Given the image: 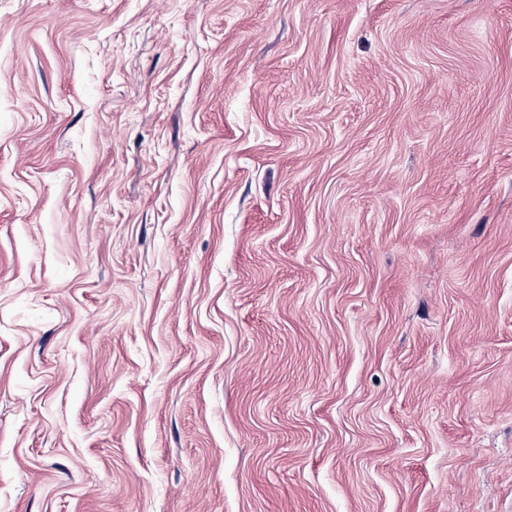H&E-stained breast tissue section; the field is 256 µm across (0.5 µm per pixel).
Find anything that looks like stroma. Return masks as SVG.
Segmentation results:
<instances>
[{"label":"stroma","instance_id":"obj_1","mask_svg":"<svg viewBox=\"0 0 512 512\" xmlns=\"http://www.w3.org/2000/svg\"><path fill=\"white\" fill-rule=\"evenodd\" d=\"M0 512H512V0H0Z\"/></svg>","mask_w":512,"mask_h":512}]
</instances>
